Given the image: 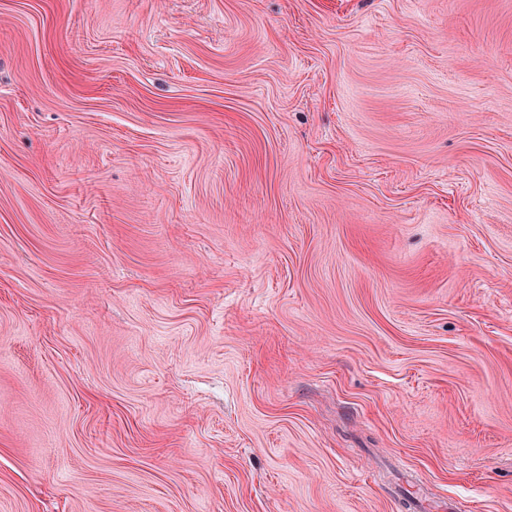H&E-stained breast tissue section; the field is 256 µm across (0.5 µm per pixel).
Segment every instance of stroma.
I'll return each mask as SVG.
<instances>
[{
  "instance_id": "35a3bbf8",
  "label": "stroma",
  "mask_w": 512,
  "mask_h": 512,
  "mask_svg": "<svg viewBox=\"0 0 512 512\" xmlns=\"http://www.w3.org/2000/svg\"><path fill=\"white\" fill-rule=\"evenodd\" d=\"M512 512V0H0V512Z\"/></svg>"
}]
</instances>
